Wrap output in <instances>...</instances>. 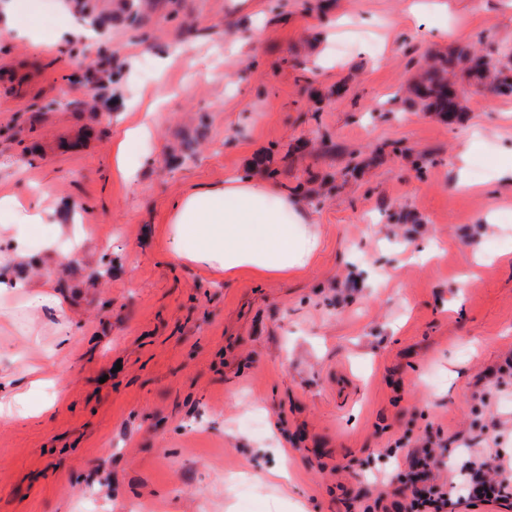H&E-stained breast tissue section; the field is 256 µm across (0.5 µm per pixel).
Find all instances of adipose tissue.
Masks as SVG:
<instances>
[{"instance_id": "obj_1", "label": "adipose tissue", "mask_w": 512, "mask_h": 512, "mask_svg": "<svg viewBox=\"0 0 512 512\" xmlns=\"http://www.w3.org/2000/svg\"><path fill=\"white\" fill-rule=\"evenodd\" d=\"M163 115L148 112L127 123L113 145L118 173L134 179L136 145L159 125ZM48 207L38 203L24 206L10 197L0 198V239L10 246L0 251V334L20 329L26 335L43 333L47 315L56 337L50 354L35 358L27 353L13 355L12 365L0 369V421L43 417L56 403V396L41 398L52 385V372L66 363L71 336L67 331V298L53 285L55 268L62 256L85 247L89 231L57 224L44 235L34 265L36 275L15 276L11 270L28 257L31 230L46 223ZM320 238L311 229L306 211L297 198L280 192L267 180L235 177L220 185L199 187L179 195L171 205L169 245L183 262L231 276L249 271L260 277L284 276L304 268L319 247Z\"/></svg>"}]
</instances>
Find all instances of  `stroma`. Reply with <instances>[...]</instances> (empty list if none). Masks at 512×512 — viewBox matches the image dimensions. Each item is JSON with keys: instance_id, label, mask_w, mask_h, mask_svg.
<instances>
[{"instance_id": "stroma-1", "label": "stroma", "mask_w": 512, "mask_h": 512, "mask_svg": "<svg viewBox=\"0 0 512 512\" xmlns=\"http://www.w3.org/2000/svg\"><path fill=\"white\" fill-rule=\"evenodd\" d=\"M58 4L13 0L0 30V196H47L91 239L57 277L64 401L0 423V512H349L431 432L450 487L469 450L512 458V382L485 380L512 352V185L495 178L512 97L471 96L453 122L407 101L423 57L512 55V0H155L140 28L77 43L86 23ZM101 47L114 75L90 89ZM156 101L124 181L123 126L101 116ZM239 175L305 204L320 247L303 270L174 257L172 201ZM283 467L287 487L264 483Z\"/></svg>"}]
</instances>
